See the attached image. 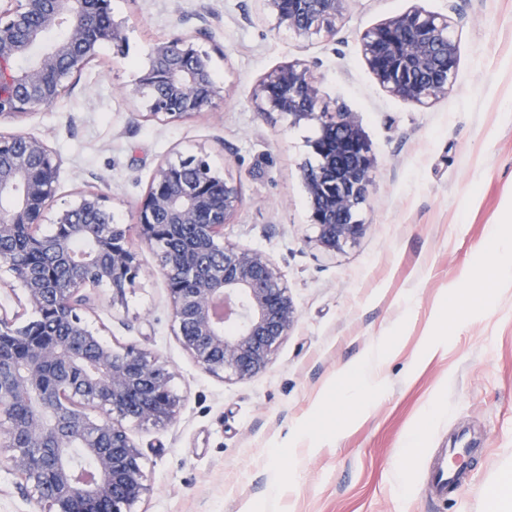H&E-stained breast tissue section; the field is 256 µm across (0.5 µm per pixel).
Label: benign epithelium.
<instances>
[{
    "mask_svg": "<svg viewBox=\"0 0 512 512\" xmlns=\"http://www.w3.org/2000/svg\"><path fill=\"white\" fill-rule=\"evenodd\" d=\"M0 120H21L51 107L96 57L103 44L123 53L124 27L112 20L109 0H0ZM348 0H264L274 25L297 39L336 32ZM65 26L64 36L30 66L20 68L41 34ZM193 35L156 42L147 68L129 95L146 98L147 116L180 120L222 98L212 61ZM363 56L391 95L426 106L455 83L458 48L451 23L421 7L396 15L361 35ZM262 112H283L293 121L318 123L311 143L317 163L302 168L317 228L315 244L336 252L356 242L366 225L356 212L369 191L371 147L349 112L319 108L310 65L294 62L269 71L257 93ZM62 159L43 140L0 132V245L14 242L26 226L40 261L13 269L10 290L21 292L36 320L18 325L0 315V336L13 347L0 352V455L31 488L41 512H136L151 491L125 421L166 424L178 400L168 365L135 347L104 344L82 317L91 291L104 285L121 298L141 271L128 230L112 223L106 197L80 194L57 205ZM242 203L240 184L212 169L204 156L157 165L134 224L141 240L159 249V270L168 291L175 335L202 370L226 378H251L270 365L297 309L272 261L261 251L224 240V226ZM56 231L36 232L47 214ZM89 248L77 257L71 239ZM78 448L92 462L82 478L73 464Z\"/></svg>",
    "mask_w": 512,
    "mask_h": 512,
    "instance_id": "obj_1",
    "label": "benign epithelium"
}]
</instances>
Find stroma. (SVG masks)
Segmentation results:
<instances>
[{"instance_id": "obj_1", "label": "stroma", "mask_w": 512, "mask_h": 512, "mask_svg": "<svg viewBox=\"0 0 512 512\" xmlns=\"http://www.w3.org/2000/svg\"><path fill=\"white\" fill-rule=\"evenodd\" d=\"M448 16L456 83L420 106L370 71L361 34L414 7ZM123 54L102 45L73 89L0 131L44 140L63 159L61 201L106 195L132 225L155 167L207 155L237 180L224 237L266 253L299 318L268 368L246 380L201 370L175 336L157 252L131 241L141 273L122 299L103 286L87 321L114 349L164 360L179 398L164 426L128 423L153 487L138 512H490L485 490L512 470V275L493 247L512 233V0H350L332 36L295 39L262 0H111ZM208 31L222 100L175 122L128 95L155 41ZM313 65L326 111L352 113L375 159L359 211L366 233L317 249L300 168L316 124L258 111L264 75ZM384 350L378 381L355 370ZM421 449L409 453L410 441ZM472 448L467 483L429 488L442 448Z\"/></svg>"}]
</instances>
